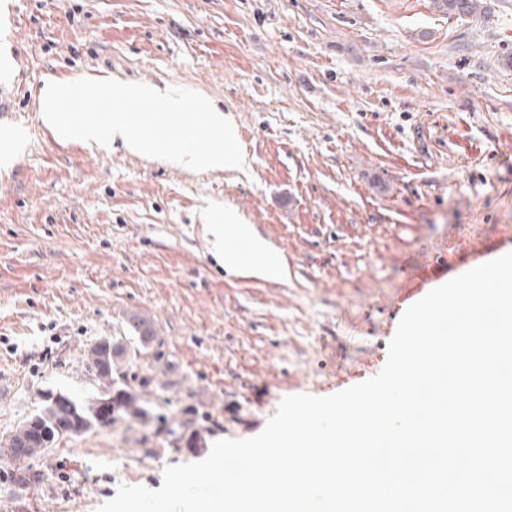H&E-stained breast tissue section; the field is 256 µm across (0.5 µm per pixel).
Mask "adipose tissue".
Segmentation results:
<instances>
[{"mask_svg":"<svg viewBox=\"0 0 512 512\" xmlns=\"http://www.w3.org/2000/svg\"><path fill=\"white\" fill-rule=\"evenodd\" d=\"M201 221L206 224L212 236V247L217 255L222 256L224 266L233 269L242 262L241 245H248L259 260V273L270 280L286 277L287 270L279 256L266 241L257 237L250 224L236 211L225 209L224 212L205 211Z\"/></svg>","mask_w":512,"mask_h":512,"instance_id":"obj_1","label":"adipose tissue"}]
</instances>
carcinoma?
Masks as SVG:
<instances>
[{"mask_svg": "<svg viewBox=\"0 0 512 512\" xmlns=\"http://www.w3.org/2000/svg\"><path fill=\"white\" fill-rule=\"evenodd\" d=\"M436 6L450 14L459 16H486L484 0H435ZM111 339L105 338L91 347L85 354L86 369H98L97 376L107 378L112 384L111 390L117 395L122 415L137 418L146 413L143 400L127 390L124 366L117 363L108 352ZM104 396L93 401L80 403L71 396L58 390H45L40 394L41 408L31 418L24 421L11 436V440L21 445L20 450L12 454L7 461L8 475L18 484L42 481V474L35 471L29 463L43 445L47 437L57 438L60 427L79 436L92 426L100 424V406Z\"/></svg>", "mask_w": 512, "mask_h": 512, "instance_id": "carcinoma-1", "label": "carcinoma"}]
</instances>
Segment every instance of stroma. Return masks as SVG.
<instances>
[{"instance_id":"obj_1","label":"stroma","mask_w":512,"mask_h":512,"mask_svg":"<svg viewBox=\"0 0 512 512\" xmlns=\"http://www.w3.org/2000/svg\"><path fill=\"white\" fill-rule=\"evenodd\" d=\"M0 18V439L58 389L98 394L82 356L130 321L150 402L33 461L0 512H96L121 485L258 434L285 396L336 393L388 358L412 267L512 252V0L459 18L433 0H15ZM185 87L234 122L247 173L192 171L40 119L43 80ZM230 208L288 258L287 282L232 276L200 214Z\"/></svg>"}]
</instances>
